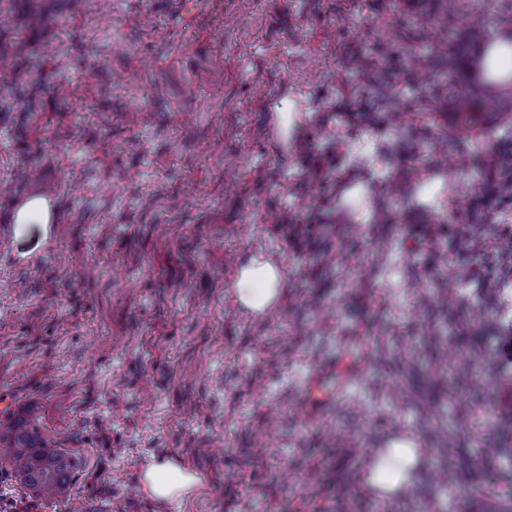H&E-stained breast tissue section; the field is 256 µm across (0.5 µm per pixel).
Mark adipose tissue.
I'll use <instances>...</instances> for the list:
<instances>
[{"label":"adipose tissue","instance_id":"ef3b65f1","mask_svg":"<svg viewBox=\"0 0 512 512\" xmlns=\"http://www.w3.org/2000/svg\"><path fill=\"white\" fill-rule=\"evenodd\" d=\"M480 70L490 82L512 78V37H493L480 53ZM283 273L275 264L254 259L241 266L234 279L237 303L251 312H268L281 296ZM418 460L413 442L405 437L391 441L389 447L372 463L370 478L385 490L405 484ZM149 495L161 501L183 500L202 483L200 475L171 460L149 463L142 473Z\"/></svg>","mask_w":512,"mask_h":512}]
</instances>
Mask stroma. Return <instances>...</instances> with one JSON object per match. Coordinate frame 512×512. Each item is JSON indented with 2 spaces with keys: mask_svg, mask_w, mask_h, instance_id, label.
I'll return each mask as SVG.
<instances>
[{
  "mask_svg": "<svg viewBox=\"0 0 512 512\" xmlns=\"http://www.w3.org/2000/svg\"><path fill=\"white\" fill-rule=\"evenodd\" d=\"M66 0L29 26L0 0V422L18 416L72 455L69 500L12 512H497L512 500V206L460 217L512 168V116L476 58L491 153L435 65L434 0ZM453 21L512 31V0ZM405 104L372 105L373 80ZM291 98L292 139L265 102ZM360 186V202L342 201ZM51 220L17 234V208ZM310 230L293 238L292 227ZM280 263L257 315L238 265ZM419 460L393 492L366 457L391 438ZM498 449L494 469L475 466ZM204 480L179 503L139 487L153 458ZM50 220L51 211L48 202L41 198H31L17 209L14 224H17V233L22 234L28 224H46Z\"/></svg>",
  "mask_w": 512,
  "mask_h": 512,
  "instance_id": "obj_1",
  "label": "stroma"
}]
</instances>
